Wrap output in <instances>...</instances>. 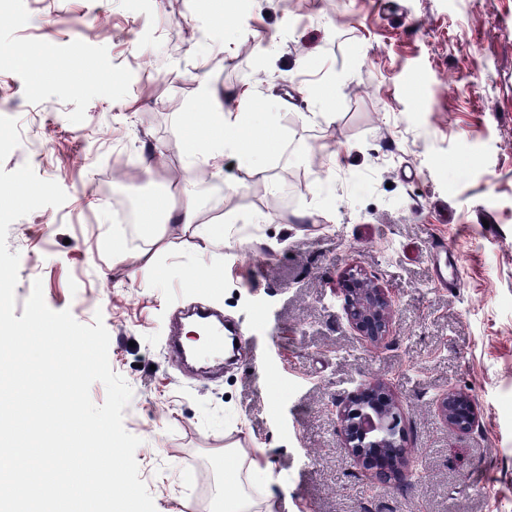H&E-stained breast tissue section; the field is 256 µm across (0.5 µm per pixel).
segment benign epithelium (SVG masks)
Returning a JSON list of instances; mask_svg holds the SVG:
<instances>
[{
    "instance_id": "7a95c632",
    "label": "benign epithelium",
    "mask_w": 512,
    "mask_h": 512,
    "mask_svg": "<svg viewBox=\"0 0 512 512\" xmlns=\"http://www.w3.org/2000/svg\"><path fill=\"white\" fill-rule=\"evenodd\" d=\"M343 309L352 328L371 342H381L389 334L390 300L361 271L349 268L340 279ZM442 416L450 427L471 433L480 426L472 399L448 392L439 399ZM341 432L344 447L372 477L388 469L402 473L403 434L396 402L381 383L361 384L341 401Z\"/></svg>"
}]
</instances>
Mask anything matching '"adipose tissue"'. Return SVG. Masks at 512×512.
Instances as JSON below:
<instances>
[{
    "instance_id": "ef3b65f1",
    "label": "adipose tissue",
    "mask_w": 512,
    "mask_h": 512,
    "mask_svg": "<svg viewBox=\"0 0 512 512\" xmlns=\"http://www.w3.org/2000/svg\"><path fill=\"white\" fill-rule=\"evenodd\" d=\"M200 88L204 110L185 132L189 166L205 169L209 176L220 178L224 175L225 155H235L242 165L248 166L255 154L271 148L272 134L257 135L247 120L248 93L238 94L231 101L223 91L208 83H201ZM163 216L170 218L169 230L177 235L190 231L209 238L224 235L223 225L201 222L193 200L173 207L165 199L151 197L141 208V227L147 237H156L159 219ZM272 482L270 468L256 466L243 471L236 450L225 449L224 482L217 495L218 512H275V495L269 490ZM262 487L267 490L265 497L255 500L252 489Z\"/></svg>"
}]
</instances>
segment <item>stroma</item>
Masks as SVG:
<instances>
[{"label": "stroma", "mask_w": 512, "mask_h": 512, "mask_svg": "<svg viewBox=\"0 0 512 512\" xmlns=\"http://www.w3.org/2000/svg\"><path fill=\"white\" fill-rule=\"evenodd\" d=\"M13 0L0 116L66 192L9 227L15 316H102L133 391L125 429L156 512H215L224 451L270 467L278 512H512V0ZM251 91L278 145L210 183L184 167L201 81ZM186 189L225 241L151 242L143 199ZM458 256L441 283L445 251ZM392 299L388 341L359 336L339 280ZM207 305L245 342L221 376L185 374L172 313ZM383 383L409 474L366 483L339 404ZM480 426L443 420L446 392ZM442 416L450 427L461 433H471L480 426L477 408L466 394L448 392L439 399Z\"/></svg>", "instance_id": "obj_1"}]
</instances>
